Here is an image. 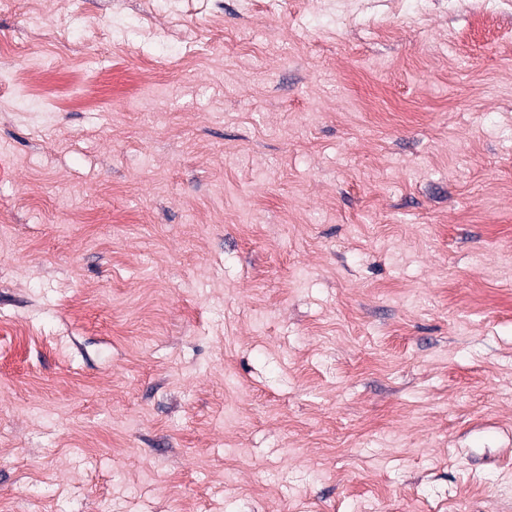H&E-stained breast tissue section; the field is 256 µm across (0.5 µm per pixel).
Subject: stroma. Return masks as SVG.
Wrapping results in <instances>:
<instances>
[{
  "label": "stroma",
  "mask_w": 512,
  "mask_h": 512,
  "mask_svg": "<svg viewBox=\"0 0 512 512\" xmlns=\"http://www.w3.org/2000/svg\"><path fill=\"white\" fill-rule=\"evenodd\" d=\"M325 2L0 0V512H512V0Z\"/></svg>",
  "instance_id": "obj_1"
}]
</instances>
